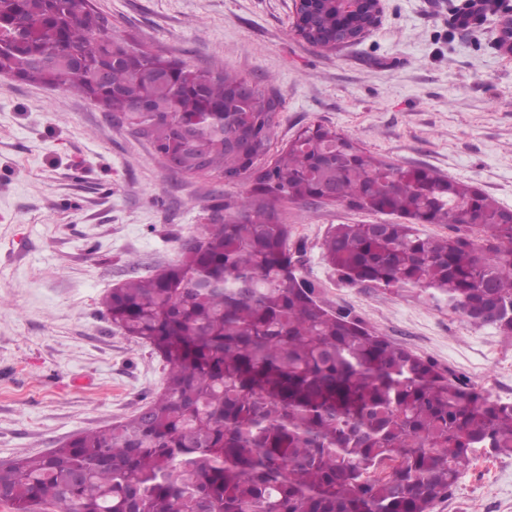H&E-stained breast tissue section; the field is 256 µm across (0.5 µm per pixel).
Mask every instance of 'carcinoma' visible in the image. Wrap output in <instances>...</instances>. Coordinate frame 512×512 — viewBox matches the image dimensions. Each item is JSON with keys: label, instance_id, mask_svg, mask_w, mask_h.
<instances>
[{"label": "carcinoma", "instance_id": "cac0c4a2", "mask_svg": "<svg viewBox=\"0 0 512 512\" xmlns=\"http://www.w3.org/2000/svg\"><path fill=\"white\" fill-rule=\"evenodd\" d=\"M106 23L95 0H0V74L146 125L184 175L252 187L224 204V223L196 225L177 263L106 295L112 324L164 361L163 387L107 428L0 461L12 512H431L477 456H512V402L326 307L279 206L329 197L395 217L336 225L323 259L348 284L418 289L507 337L512 211L323 125L270 157L274 81L189 69L102 35ZM308 25L321 49L343 41L333 9Z\"/></svg>", "mask_w": 512, "mask_h": 512}]
</instances>
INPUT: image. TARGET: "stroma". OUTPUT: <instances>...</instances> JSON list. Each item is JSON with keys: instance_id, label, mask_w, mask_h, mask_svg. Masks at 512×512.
<instances>
[{"instance_id": "35a3bbf8", "label": "stroma", "mask_w": 512, "mask_h": 512, "mask_svg": "<svg viewBox=\"0 0 512 512\" xmlns=\"http://www.w3.org/2000/svg\"><path fill=\"white\" fill-rule=\"evenodd\" d=\"M112 32L193 69L274 77L272 151L322 124L399 167L465 181L512 209V55L473 0H383L332 51L293 30L292 0H97ZM248 183L168 169L148 140L76 94L0 75V461L39 455L138 413L160 358L113 326L105 295L174 263L197 225ZM299 272L372 333L512 401V338L415 289L341 282L322 259L336 224L380 216L286 202ZM432 512H512V457L479 458Z\"/></svg>"}]
</instances>
